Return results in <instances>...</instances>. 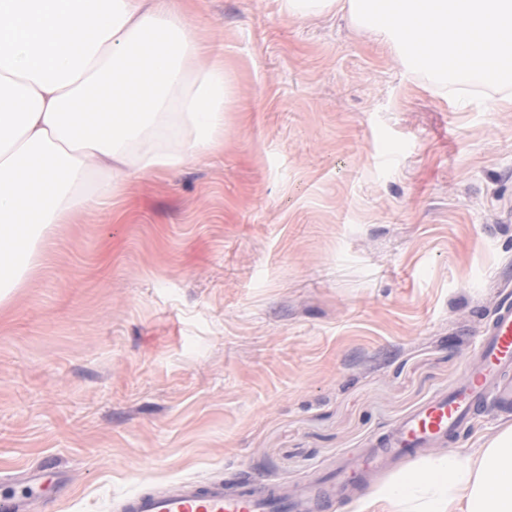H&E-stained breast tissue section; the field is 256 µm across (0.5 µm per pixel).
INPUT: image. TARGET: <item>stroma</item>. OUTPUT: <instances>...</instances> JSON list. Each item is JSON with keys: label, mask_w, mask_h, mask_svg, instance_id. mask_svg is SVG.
<instances>
[{"label": "stroma", "mask_w": 512, "mask_h": 512, "mask_svg": "<svg viewBox=\"0 0 512 512\" xmlns=\"http://www.w3.org/2000/svg\"><path fill=\"white\" fill-rule=\"evenodd\" d=\"M191 22L233 77L223 152L57 225L0 303V477L46 473L38 512L358 469L459 385L512 290L503 91L459 103L346 15L280 0H195Z\"/></svg>", "instance_id": "stroma-1"}]
</instances>
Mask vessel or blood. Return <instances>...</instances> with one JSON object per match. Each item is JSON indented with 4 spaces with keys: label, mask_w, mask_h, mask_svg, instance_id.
Masks as SVG:
<instances>
[{
    "label": "vessel or blood",
    "mask_w": 512,
    "mask_h": 512,
    "mask_svg": "<svg viewBox=\"0 0 512 512\" xmlns=\"http://www.w3.org/2000/svg\"><path fill=\"white\" fill-rule=\"evenodd\" d=\"M482 336L480 355L465 370L461 384L406 417L375 450L369 468L382 469L392 461L411 460L420 449L456 437L486 398L512 409L511 295L499 299ZM356 478V473L339 468L329 478L304 484L290 497L261 483L228 492L220 482H189L163 491L128 495L119 502L117 512H331L337 497ZM20 485V491L0 494V512H31L46 490L38 472L22 474Z\"/></svg>",
    "instance_id": "b4317fda"
}]
</instances>
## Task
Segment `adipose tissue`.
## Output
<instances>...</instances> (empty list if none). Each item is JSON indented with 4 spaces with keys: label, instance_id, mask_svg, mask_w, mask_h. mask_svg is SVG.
<instances>
[{
    "label": "adipose tissue",
    "instance_id": "adipose-tissue-1",
    "mask_svg": "<svg viewBox=\"0 0 512 512\" xmlns=\"http://www.w3.org/2000/svg\"><path fill=\"white\" fill-rule=\"evenodd\" d=\"M192 0H0V301L36 245L132 179L224 149L233 88ZM377 489L411 512H512V424Z\"/></svg>",
    "mask_w": 512,
    "mask_h": 512
}]
</instances>
